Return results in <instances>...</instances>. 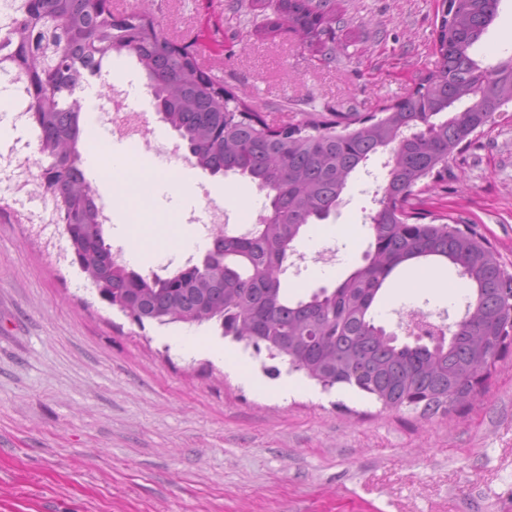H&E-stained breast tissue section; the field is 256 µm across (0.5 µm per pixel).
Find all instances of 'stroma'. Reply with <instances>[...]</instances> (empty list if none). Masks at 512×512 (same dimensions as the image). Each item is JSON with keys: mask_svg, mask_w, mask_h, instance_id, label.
<instances>
[{"mask_svg": "<svg viewBox=\"0 0 512 512\" xmlns=\"http://www.w3.org/2000/svg\"><path fill=\"white\" fill-rule=\"evenodd\" d=\"M233 0H151L163 31L193 44L199 64L268 123L374 112L432 69L440 0H336V62L288 28L256 33ZM512 0L472 49L493 64L512 56L500 36ZM147 150L126 162L137 270L168 276L201 264L155 221L140 186ZM388 152L356 171L328 220L303 227L283 282L305 297L363 266L368 221L387 181ZM193 175L206 205L232 185L251 208L224 204L229 226H252L269 200L250 179ZM424 209L476 224L512 269V105L467 151L450 158ZM362 235L350 248L346 234ZM334 273L316 275L324 259ZM445 329L465 300L395 299L383 283L370 315L397 337L407 307ZM297 385L280 393L284 381ZM0 512H512V352L458 413L384 408L356 387L323 388L284 357L255 353L218 324H136L103 301L72 264L65 236L47 242L0 203Z\"/></svg>", "mask_w": 512, "mask_h": 512, "instance_id": "obj_1", "label": "stroma"}]
</instances>
